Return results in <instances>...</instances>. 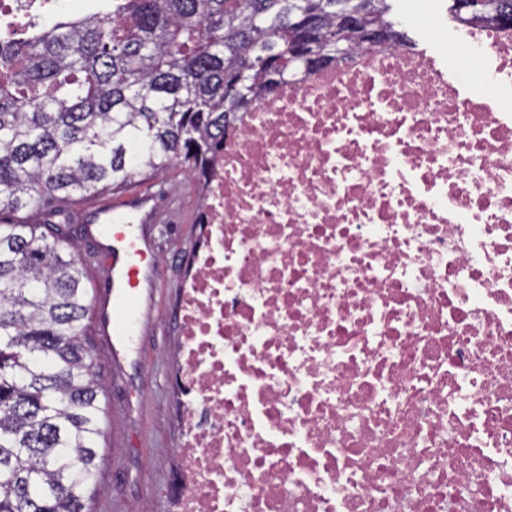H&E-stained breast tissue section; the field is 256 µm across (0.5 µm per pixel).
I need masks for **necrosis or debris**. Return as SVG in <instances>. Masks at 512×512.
I'll use <instances>...</instances> for the list:
<instances>
[{
	"label": "necrosis or debris",
	"mask_w": 512,
	"mask_h": 512,
	"mask_svg": "<svg viewBox=\"0 0 512 512\" xmlns=\"http://www.w3.org/2000/svg\"><path fill=\"white\" fill-rule=\"evenodd\" d=\"M60 0H0L19 39ZM356 48L240 113L171 353L166 512H512V32Z\"/></svg>",
	"instance_id": "necrosis-or-debris-1"
}]
</instances>
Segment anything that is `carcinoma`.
I'll return each instance as SVG.
<instances>
[{"label": "carcinoma", "instance_id": "obj_1", "mask_svg": "<svg viewBox=\"0 0 512 512\" xmlns=\"http://www.w3.org/2000/svg\"><path fill=\"white\" fill-rule=\"evenodd\" d=\"M0 45V512H89L104 436L85 338L91 305L52 201L79 199L184 165L198 179L229 117L292 73L288 36L315 11L310 51L336 62L347 12L410 47L388 0H108ZM459 24L512 30V0H451Z\"/></svg>", "mask_w": 512, "mask_h": 512}]
</instances>
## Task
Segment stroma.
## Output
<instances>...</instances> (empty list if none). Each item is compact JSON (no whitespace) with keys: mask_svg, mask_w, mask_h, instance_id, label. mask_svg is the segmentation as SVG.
<instances>
[{"mask_svg":"<svg viewBox=\"0 0 512 512\" xmlns=\"http://www.w3.org/2000/svg\"><path fill=\"white\" fill-rule=\"evenodd\" d=\"M145 183L163 191L185 187L189 193L172 210L170 223L134 227L147 251L163 257L165 265L146 276L156 294L141 305L144 328L134 338L130 357L114 363L95 321L86 322V339L96 358L105 405L92 512H132L139 502L147 512H154L157 500L177 485L173 451L181 443L182 431L167 353L179 337L175 307L182 277L200 245L199 193L194 172L183 166L146 178Z\"/></svg>","mask_w":512,"mask_h":512,"instance_id":"stroma-1","label":"stroma"}]
</instances>
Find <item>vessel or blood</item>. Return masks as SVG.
I'll use <instances>...</instances> for the list:
<instances>
[{
	"mask_svg": "<svg viewBox=\"0 0 512 512\" xmlns=\"http://www.w3.org/2000/svg\"><path fill=\"white\" fill-rule=\"evenodd\" d=\"M83 220L88 237L96 243L102 273L104 298L96 319L108 339L109 355L116 361L126 355V341L140 325L139 268L135 262L139 251L123 248L120 242L132 225L157 224L161 218L153 191L144 188L112 205L86 208Z\"/></svg>",
	"mask_w": 512,
	"mask_h": 512,
	"instance_id": "obj_1",
	"label": "vessel or blood"
}]
</instances>
